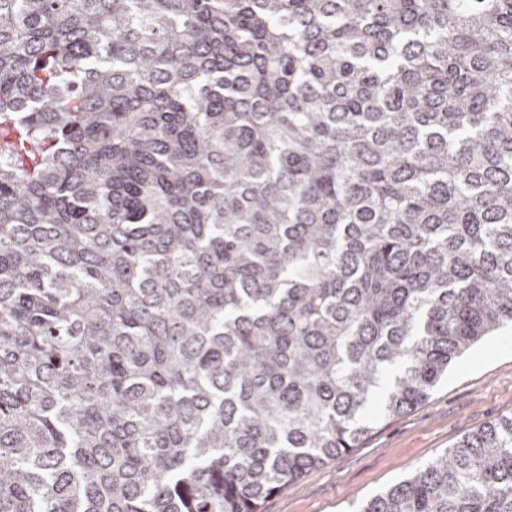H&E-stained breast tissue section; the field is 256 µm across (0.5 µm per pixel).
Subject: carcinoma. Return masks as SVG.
<instances>
[{
	"mask_svg": "<svg viewBox=\"0 0 512 512\" xmlns=\"http://www.w3.org/2000/svg\"><path fill=\"white\" fill-rule=\"evenodd\" d=\"M509 324L512 0H0V512H262Z\"/></svg>",
	"mask_w": 512,
	"mask_h": 512,
	"instance_id": "obj_1",
	"label": "carcinoma"
}]
</instances>
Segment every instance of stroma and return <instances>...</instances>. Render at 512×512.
Returning a JSON list of instances; mask_svg holds the SVG:
<instances>
[{
	"mask_svg": "<svg viewBox=\"0 0 512 512\" xmlns=\"http://www.w3.org/2000/svg\"><path fill=\"white\" fill-rule=\"evenodd\" d=\"M511 412L509 326L454 360L425 401L290 482L265 501L263 512H358L468 433Z\"/></svg>",
	"mask_w": 512,
	"mask_h": 512,
	"instance_id": "35a3bbf8",
	"label": "stroma"
}]
</instances>
